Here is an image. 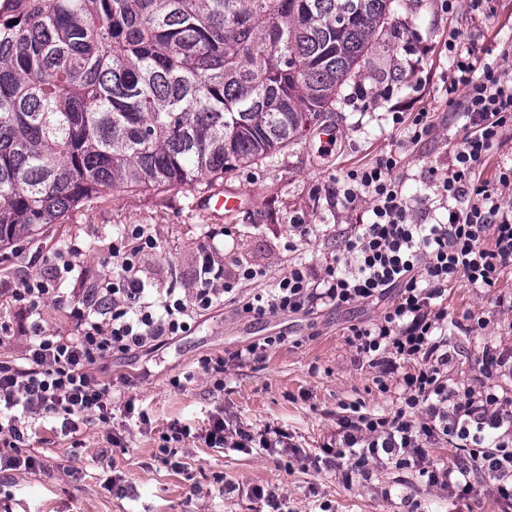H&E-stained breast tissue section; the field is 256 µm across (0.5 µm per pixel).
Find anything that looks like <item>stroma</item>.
I'll list each match as a JSON object with an SVG mask.
<instances>
[{
    "instance_id": "35a3bbf8",
    "label": "stroma",
    "mask_w": 512,
    "mask_h": 512,
    "mask_svg": "<svg viewBox=\"0 0 512 512\" xmlns=\"http://www.w3.org/2000/svg\"><path fill=\"white\" fill-rule=\"evenodd\" d=\"M493 6V14L483 18L468 0H458L447 14L438 0H395L380 44L351 83L348 100L327 117L328 140L313 131L283 155L225 173L224 190L247 199L238 213L210 214L198 193L184 188L159 195L108 189L68 223L10 254L0 268V285L21 287L43 273L42 257L61 243L77 244L72 273L57 282L64 302H47L41 311L46 330L65 336L72 330L69 300L111 275L112 240L124 225H148L158 241L157 249L141 255L144 278L161 285L175 277L188 289L206 250L223 256L230 269L243 262L275 276L286 272L296 216L315 227L299 254L323 271L341 254L345 235L362 215L336 196V180L347 171L396 152L408 191L431 196L428 169L448 166L452 143L464 134L458 107L463 93L448 89L445 43L449 35H459L479 62H500L504 51L512 50V0H494ZM416 45L429 52L413 72L407 59ZM395 105L404 124L392 120ZM421 111L430 112L434 128L418 144H408L406 123ZM442 301L455 350L448 376L459 387L478 386L483 346L512 349V311L499 308L485 289L459 283L449 285ZM384 309L381 302L317 304L304 314L257 319L240 304L227 303L205 312L190 332L160 349L112 356L102 379L132 398L147 422L117 409L111 423L91 421L65 436L53 419H32L27 452L44 466L12 467L11 449L0 446V512H272L267 500L254 496L257 486L275 491L284 512H503L491 483H479L471 493L429 485L427 467L442 466L455 454L442 443L428 448L423 462L373 463L365 475L350 472L343 460L318 466L322 445L350 407L380 416L393 412L402 401L404 375L419 367L399 359L393 373L382 375L351 343L350 326L371 322ZM470 314L483 319V327L458 330L457 321ZM265 336L275 337L274 347L259 360L229 363L223 386L198 372L201 359L228 356ZM192 368L195 379L183 382ZM216 415L230 431L281 427L293 445L241 451L192 438L178 445L181 469L163 463L161 446L170 424L178 421L201 432ZM112 435L120 446L109 444ZM114 475L123 491L107 486Z\"/></svg>"
}]
</instances>
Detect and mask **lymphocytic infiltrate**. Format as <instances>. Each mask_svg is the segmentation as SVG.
<instances>
[{
	"label": "lymphocytic infiltrate",
	"mask_w": 512,
	"mask_h": 512,
	"mask_svg": "<svg viewBox=\"0 0 512 512\" xmlns=\"http://www.w3.org/2000/svg\"><path fill=\"white\" fill-rule=\"evenodd\" d=\"M448 56L451 87L465 89L459 103L465 133L454 142L448 167L428 171L435 199L448 213L446 221H415L419 199L406 195L396 175L401 159L391 152L337 179L342 202L350 207L368 203L369 216L352 225L342 257L323 273L294 259L277 278L249 265L229 275L223 261L206 252L195 288L186 290L172 281L158 291L149 287L139 265L141 254L156 249L157 241L147 225L128 224L112 241L111 276L71 301L72 335L46 334L39 320L42 305L56 293L48 279L1 288L0 298L23 305L31 318L27 344L0 360V409L8 412L0 433L9 437L11 447H26L25 420L33 415L59 419L71 430L81 422L110 421L118 403L134 412L132 402H120L111 384L100 380L104 360L161 348L224 302L241 300L245 313L261 318L305 313L317 302L341 306L388 296L392 302L378 319L351 327L353 343L387 373L398 357L423 365L404 376V398L393 415L343 417L323 453L349 458L359 470L442 440L465 459L429 471L431 484L467 490L472 477L484 475L495 482L500 500L512 505V392L449 383L454 354L446 337L448 312L439 303L449 285L492 289L512 269V207L503 202L512 192V165H499L494 183L481 179L492 153L512 154V80L504 78L500 65L476 66L471 50L456 40H449ZM247 282L254 288L245 295L241 287ZM202 438L213 448L287 445L285 432L269 425L256 435L240 429L227 438L218 417Z\"/></svg>",
	"instance_id": "1"
}]
</instances>
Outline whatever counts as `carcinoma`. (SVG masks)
I'll list each match as a JSON object with an SVG mask.
<instances>
[{"label":"carcinoma","instance_id":"1","mask_svg":"<svg viewBox=\"0 0 512 512\" xmlns=\"http://www.w3.org/2000/svg\"><path fill=\"white\" fill-rule=\"evenodd\" d=\"M0 253L112 189L224 181L345 99L394 0H0Z\"/></svg>","mask_w":512,"mask_h":512}]
</instances>
